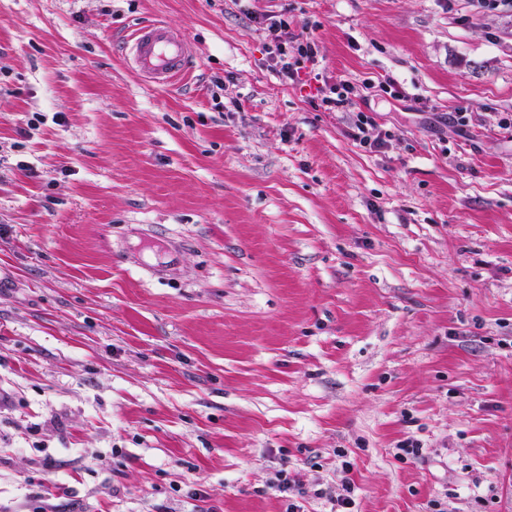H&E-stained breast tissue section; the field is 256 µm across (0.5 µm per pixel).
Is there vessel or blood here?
<instances>
[{
  "mask_svg": "<svg viewBox=\"0 0 512 512\" xmlns=\"http://www.w3.org/2000/svg\"><path fill=\"white\" fill-rule=\"evenodd\" d=\"M123 56L129 66L150 84L169 87L189 73L195 49L166 22L147 18L128 35Z\"/></svg>",
  "mask_w": 512,
  "mask_h": 512,
  "instance_id": "vessel-or-blood-1",
  "label": "vessel or blood"
}]
</instances>
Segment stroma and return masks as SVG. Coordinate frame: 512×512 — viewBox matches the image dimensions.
Here are the masks:
<instances>
[{
    "label": "stroma",
    "mask_w": 512,
    "mask_h": 512,
    "mask_svg": "<svg viewBox=\"0 0 512 512\" xmlns=\"http://www.w3.org/2000/svg\"><path fill=\"white\" fill-rule=\"evenodd\" d=\"M510 115L470 0H0V512H512ZM262 24L271 50L277 59L279 73L289 80L298 78L301 73H311L316 57V43L312 38L297 40L288 38V16L259 15L256 17ZM123 56L143 80L169 87L188 75L195 49L163 20L146 18L126 38ZM320 96V106L325 110L346 112L353 105L354 86L348 80L340 79L320 88Z\"/></svg>",
    "instance_id": "35a3bbf8"
}]
</instances>
